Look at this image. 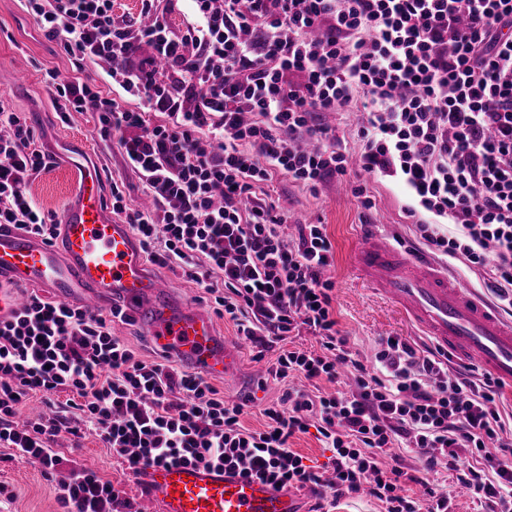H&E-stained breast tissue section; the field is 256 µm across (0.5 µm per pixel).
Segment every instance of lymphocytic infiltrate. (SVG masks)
<instances>
[{"label":"lymphocytic infiltrate","mask_w":512,"mask_h":512,"mask_svg":"<svg viewBox=\"0 0 512 512\" xmlns=\"http://www.w3.org/2000/svg\"><path fill=\"white\" fill-rule=\"evenodd\" d=\"M141 0L139 18L112 0H25L43 32L79 61H108L113 97L74 77L54 82L61 116L97 103L102 138H116L152 208L131 207L120 185L112 211L156 264L180 269L213 296L216 313L258 350L280 344L267 369L284 391L263 430L240 421L201 374L169 351L137 359L112 333L127 321L31 292L0 319V447L53 476L65 512H121L111 480L64 467L55 447L90 432L134 472L152 465L218 469L278 490L360 491L385 512H450L447 494L420 503V473L455 471L484 512H512V422L490 380L462 377L401 336L378 342L373 368L355 359L334 317V264L324 225L282 230L270 190L287 179L309 193L347 175L351 154L327 112L359 115L362 171L402 184L403 212L435 250L485 270L512 308V0ZM181 13V29L169 17ZM35 133L0 98V225L53 240L55 215L29 184L49 165ZM455 224L441 234L440 221ZM315 349L287 346L300 331ZM352 392H326L340 368ZM308 388H299V380ZM68 394L75 417L61 415ZM40 397L36 419L20 406ZM316 430L328 471L289 441ZM420 472L387 465L390 449Z\"/></svg>","instance_id":"obj_1"}]
</instances>
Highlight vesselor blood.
<instances>
[{
  "instance_id": "obj_1",
  "label": "vessel or blood",
  "mask_w": 512,
  "mask_h": 512,
  "mask_svg": "<svg viewBox=\"0 0 512 512\" xmlns=\"http://www.w3.org/2000/svg\"><path fill=\"white\" fill-rule=\"evenodd\" d=\"M357 264L408 320L461 362L512 386V318H503L434 263L371 236ZM93 312L121 301L158 346L205 376L232 378L238 346L217 334L209 312L163 288L128 225L119 223L93 169L80 172L53 241L0 226V316L18 310L23 289ZM142 479L162 512H299L293 495L271 485L193 466H152Z\"/></svg>"
}]
</instances>
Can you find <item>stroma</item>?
Returning a JSON list of instances; mask_svg holds the SVG:
<instances>
[{
  "instance_id": "1",
  "label": "stroma",
  "mask_w": 512,
  "mask_h": 512,
  "mask_svg": "<svg viewBox=\"0 0 512 512\" xmlns=\"http://www.w3.org/2000/svg\"><path fill=\"white\" fill-rule=\"evenodd\" d=\"M77 76L93 85H102V69L86 61L76 63L55 43L48 41L27 13L23 0H0V97L9 99L16 111L23 113L35 132V146L52 159V165L29 185V194L45 212L61 214L67 193L77 179L82 165L93 164L99 172L104 191H111L113 181H123L132 200H140L136 176L125 169L122 156L112 140H101L98 114L87 109L70 113L67 119L57 114L55 95L48 84L49 73ZM369 189L376 206L361 209L346 180L328 178L318 194L301 190L282 180L275 194L289 211L284 231L294 234L296 225L322 224L332 242L335 261L329 274L336 283L333 305L338 328L347 336L356 359L370 363L378 340L384 336H403L419 347H431L403 312L370 288L354 271V255L371 233H379L395 244L423 249L414 225L404 218L406 202L403 190L387 180H374ZM279 353L270 347L263 359H255L252 346L241 354L242 378L225 384L223 378L211 383L223 392L226 401L244 406L243 425L262 430V408L283 393L282 385L269 380L267 368ZM60 456L76 461L78 466L96 471L112 480L132 501L136 512H159L157 505L138 490L129 471L113 459L108 448L92 435L85 436L79 450L59 445ZM0 482L12 486L16 499L10 512H61L53 480L40 465L24 460H0ZM300 512H383L381 502L369 495H353L340 500L309 496L297 491Z\"/></svg>"
}]
</instances>
